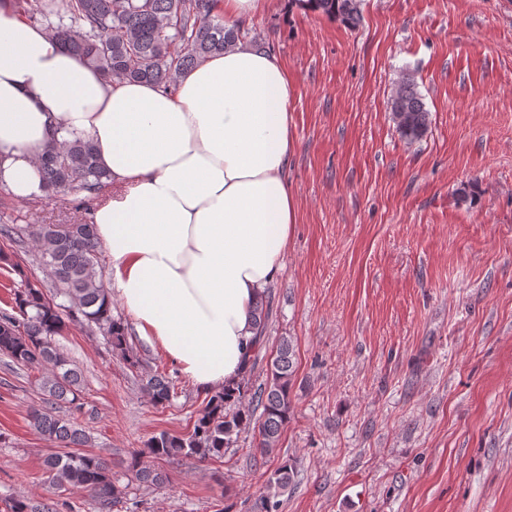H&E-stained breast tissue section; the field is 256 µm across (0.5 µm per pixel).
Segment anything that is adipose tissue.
I'll list each match as a JSON object with an SVG mask.
<instances>
[{
	"label": "adipose tissue",
	"instance_id": "1",
	"mask_svg": "<svg viewBox=\"0 0 512 512\" xmlns=\"http://www.w3.org/2000/svg\"><path fill=\"white\" fill-rule=\"evenodd\" d=\"M293 94L279 58L246 40L181 74L172 95L107 83L0 5V186L43 196L45 147L92 140L115 190L93 219L115 291L205 391L243 375L254 312L284 266Z\"/></svg>",
	"mask_w": 512,
	"mask_h": 512
}]
</instances>
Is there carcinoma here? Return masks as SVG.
<instances>
[{
    "label": "carcinoma",
    "instance_id": "cac0c4a2",
    "mask_svg": "<svg viewBox=\"0 0 512 512\" xmlns=\"http://www.w3.org/2000/svg\"><path fill=\"white\" fill-rule=\"evenodd\" d=\"M64 13L55 0H12L16 11L41 23L63 48L80 62L96 69L104 81L128 79L156 84L166 92L175 90L178 75L245 35L243 28L224 25L219 0H63ZM315 9L338 17L354 27L361 18V0H312ZM393 123L409 143L421 140L428 130L429 111L413 76L401 78L390 95ZM42 178L48 198L84 195L90 200L110 187L109 174L100 166L95 149L86 139L64 140L47 148L41 157ZM0 236L24 243L33 242L36 260L46 273V283H25L15 297L17 313L0 316V353L21 366L48 367L50 373L40 387L44 404L31 409L34 428L63 453L47 456L44 469L71 486L89 492L96 512H112V503L126 495L128 486L119 485L107 462L82 447L88 437L74 420L46 411L44 405L80 401L81 374L54 343L65 327L64 314L77 312L89 325L107 336L112 350L132 367L138 357L130 354L127 328L112 315V299L103 282L99 241L95 224L80 220L72 224L20 226L1 224ZM52 290L46 297L44 289ZM63 302L58 303L56 299ZM272 316L265 301L258 312V333L247 370H252L264 342V331ZM296 373V352L291 339L280 340L274 357L267 363L266 380L254 393L245 383L220 388L207 394L203 409L185 434L161 432L148 441V453L155 459L181 457L220 460L224 449L250 427L253 412L239 409L251 396L261 409L258 418L259 447H277L291 413L290 390ZM142 387L156 405L169 403L175 385L154 372L142 379ZM128 482L160 485L166 475L147 465L142 454H131ZM292 465L284 464L269 479L270 492L260 496L257 512H276L277 494L291 485ZM58 505L38 508L16 499L10 512H57Z\"/></svg>",
    "mask_w": 512,
    "mask_h": 512
}]
</instances>
